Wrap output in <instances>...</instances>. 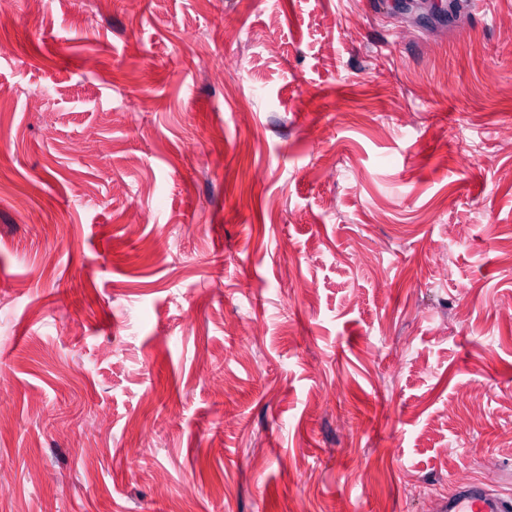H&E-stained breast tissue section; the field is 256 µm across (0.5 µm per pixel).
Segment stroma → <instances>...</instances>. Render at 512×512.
Returning <instances> with one entry per match:
<instances>
[{
    "label": "stroma",
    "instance_id": "obj_1",
    "mask_svg": "<svg viewBox=\"0 0 512 512\" xmlns=\"http://www.w3.org/2000/svg\"><path fill=\"white\" fill-rule=\"evenodd\" d=\"M6 4L0 512L512 495V0Z\"/></svg>",
    "mask_w": 512,
    "mask_h": 512
}]
</instances>
